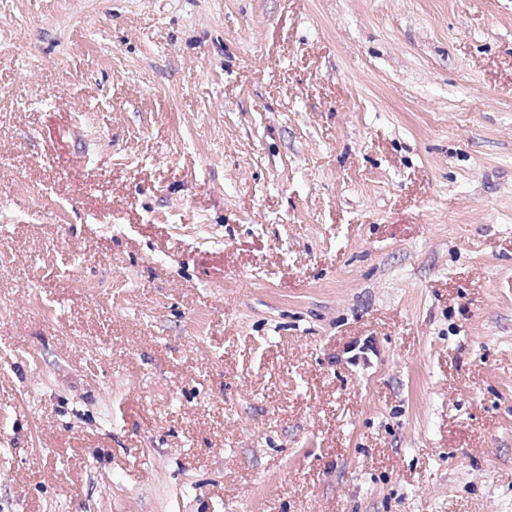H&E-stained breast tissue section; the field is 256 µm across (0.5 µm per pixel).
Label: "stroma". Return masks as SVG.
Here are the masks:
<instances>
[{
  "instance_id": "obj_1",
  "label": "stroma",
  "mask_w": 512,
  "mask_h": 512,
  "mask_svg": "<svg viewBox=\"0 0 512 512\" xmlns=\"http://www.w3.org/2000/svg\"><path fill=\"white\" fill-rule=\"evenodd\" d=\"M0 512H512V0H0Z\"/></svg>"
}]
</instances>
